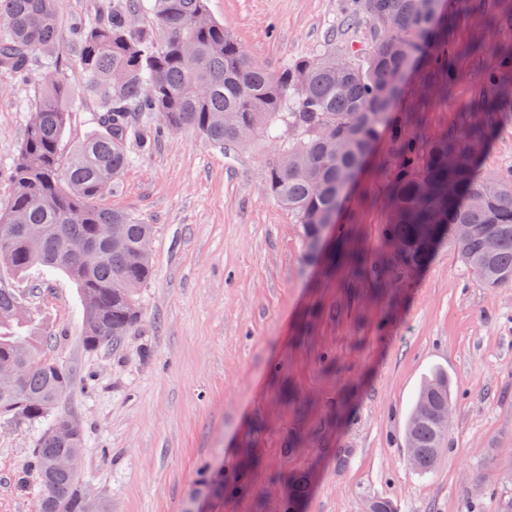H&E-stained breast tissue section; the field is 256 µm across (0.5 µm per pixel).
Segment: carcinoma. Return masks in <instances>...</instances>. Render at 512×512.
Masks as SVG:
<instances>
[{
  "label": "carcinoma",
  "mask_w": 512,
  "mask_h": 512,
  "mask_svg": "<svg viewBox=\"0 0 512 512\" xmlns=\"http://www.w3.org/2000/svg\"><path fill=\"white\" fill-rule=\"evenodd\" d=\"M147 10L156 24L135 29L132 17ZM437 0H341L338 26L365 31L366 43L334 38L313 54L292 59L276 73L258 64L238 39L212 19L207 0H114L71 33L75 75L61 65L66 45L57 0H0V78L34 81L38 105L12 165L10 204L0 212V235L12 233L0 264L22 275L39 265L65 274L77 286L87 347L121 345L139 320L138 296L152 275L150 254L139 252L153 225L107 208L99 200L162 130L191 128L210 145L248 144L243 129L273 144L264 165L267 193L317 240L336 214L343 192L381 129L391 134L386 240L402 246L398 259L425 263L435 247L452 246L464 266L488 288L512 287V167L484 174L477 164L486 128L474 125L425 142L391 118L390 105L403 75L429 36ZM457 78L453 56L433 57ZM97 100L100 131L64 150L72 77ZM512 83V47L504 46L489 69L475 110L487 118L504 111ZM158 117L144 124L140 114ZM121 234L112 243V229ZM93 242L99 261L69 260L60 237ZM493 251L486 250L488 238ZM18 293L0 281V363L23 370L21 386L0 391V415L49 420L32 450L38 482L48 480L54 501L38 512H102L74 498L79 473L57 471L62 454L83 455V438L58 441L53 427L71 418L63 404L73 388L68 369L43 352L47 335H35ZM452 402L448 376L425 379L406 424V446L415 469L427 473L441 456L446 434L434 416Z\"/></svg>",
  "instance_id": "obj_1"
}]
</instances>
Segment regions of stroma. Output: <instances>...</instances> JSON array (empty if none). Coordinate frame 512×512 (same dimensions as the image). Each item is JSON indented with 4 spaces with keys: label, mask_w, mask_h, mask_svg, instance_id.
<instances>
[{
    "label": "stroma",
    "mask_w": 512,
    "mask_h": 512,
    "mask_svg": "<svg viewBox=\"0 0 512 512\" xmlns=\"http://www.w3.org/2000/svg\"><path fill=\"white\" fill-rule=\"evenodd\" d=\"M211 16L275 71L334 34L340 0H209ZM512 0H440L433 33L464 47L446 94L423 91L433 45L406 72L391 110L422 139L484 120L473 103L512 32L490 27ZM0 84V209L34 103ZM66 146L94 129L72 85ZM485 121V120H484ZM488 123V122H487ZM267 143L219 150L195 131L162 135L103 206L153 225L154 276L119 348L82 344L79 291L39 268L0 279L23 297L47 356L68 367L65 409L84 442L80 483L110 512H494L512 461V287L487 288L441 244L416 268L392 256L380 135L314 244L263 184ZM480 167H512V112L488 123ZM447 373L453 417L438 466L408 462L404 427L432 371ZM42 423L0 419V512H37L31 450Z\"/></svg>",
    "instance_id": "1"
}]
</instances>
